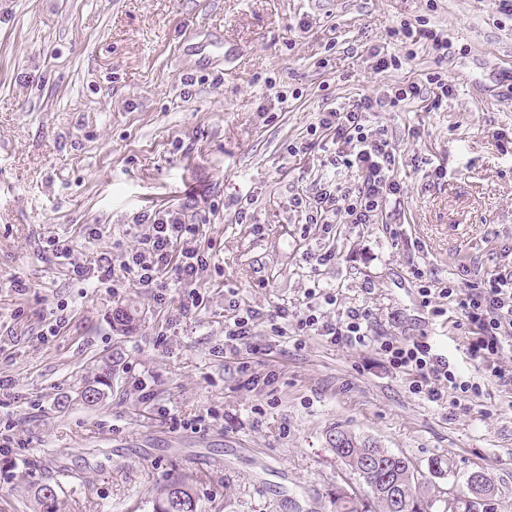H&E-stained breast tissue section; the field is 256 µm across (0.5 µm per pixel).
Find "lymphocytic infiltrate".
Segmentation results:
<instances>
[{
    "label": "lymphocytic infiltrate",
    "instance_id": "1",
    "mask_svg": "<svg viewBox=\"0 0 512 512\" xmlns=\"http://www.w3.org/2000/svg\"><path fill=\"white\" fill-rule=\"evenodd\" d=\"M420 94L417 84L393 85L383 93L365 95L351 105L322 113L319 127L327 136L322 149L330 173L318 180L315 192L294 196L293 204L305 223L321 226L327 233L338 224H374L390 203L400 202L404 189L397 178L396 149L387 129L372 126L369 117ZM133 221L146 225L147 231L140 247L121 264L122 276L153 289L156 303L164 304L168 279L195 280L209 265V249L199 241L197 226L189 222L184 210L163 209L134 216ZM413 274L420 283L421 304L431 318L457 313L470 360L484 377L512 390V364L499 358L505 343L512 341V269L497 270L463 289L452 280L433 288L427 286L424 270L414 269ZM335 302L331 294L315 293L313 302L296 317L298 332L327 337L336 345L367 344L370 310L351 308L331 321L322 308ZM379 350L395 370L414 373L413 394L458 408L466 398L482 393L481 383L463 378L427 334L404 340L386 338L380 340Z\"/></svg>",
    "mask_w": 512,
    "mask_h": 512
}]
</instances>
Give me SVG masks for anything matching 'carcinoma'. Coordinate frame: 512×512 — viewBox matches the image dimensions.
Here are the masks:
<instances>
[{
  "mask_svg": "<svg viewBox=\"0 0 512 512\" xmlns=\"http://www.w3.org/2000/svg\"><path fill=\"white\" fill-rule=\"evenodd\" d=\"M345 447L337 457L366 486L368 497L345 498L338 493L333 501L336 512H427L428 483L419 478L412 461L368 440L339 432ZM482 495L459 498L457 512H480L481 500L491 493L490 480L481 485ZM41 512H59L58 492L51 483H41L35 490ZM153 512H201L199 496L179 477L170 478L155 490L151 499Z\"/></svg>",
  "mask_w": 512,
  "mask_h": 512,
  "instance_id": "carcinoma-1",
  "label": "carcinoma"
}]
</instances>
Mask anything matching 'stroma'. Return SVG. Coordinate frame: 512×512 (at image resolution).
<instances>
[{
    "label": "stroma",
    "mask_w": 512,
    "mask_h": 512,
    "mask_svg": "<svg viewBox=\"0 0 512 512\" xmlns=\"http://www.w3.org/2000/svg\"><path fill=\"white\" fill-rule=\"evenodd\" d=\"M415 19L447 34V57L418 45L377 72L371 51L397 52L391 28ZM431 72L452 88L440 110L414 99L370 116L400 161L399 239L390 223L332 238L305 223L292 198L312 191L325 154L289 145L311 141L329 104ZM510 73L512 20L491 0H0V377L12 381L0 430L14 441L0 455V512H39L43 482L62 512H150L173 474L204 512H333L337 488L366 493L327 442L337 429L426 472L431 512L475 471L494 485L486 512H512V392L491 382L450 409L412 394L375 343L424 331L474 374L463 333L429 320L412 269L445 280L507 264L512 153L496 136L512 135ZM416 155L446 176L414 170ZM184 205L212 246L192 314L177 282L160 306L122 279H72L69 263L105 253L117 266L138 247L134 215ZM83 224L99 238L84 240ZM51 236L72 240L70 262L46 251ZM327 249L335 259L317 265ZM314 288L336 298L329 320L369 308L372 342L273 335L272 318L303 310ZM233 302L261 317L228 355ZM121 311L132 329L117 327ZM60 313L67 327L42 341ZM242 359L271 383H248ZM103 375V399L80 400ZM435 459L442 473H429Z\"/></svg>",
    "instance_id": "1"
}]
</instances>
